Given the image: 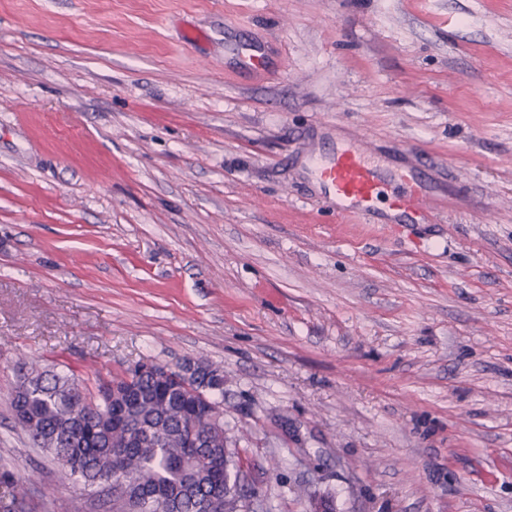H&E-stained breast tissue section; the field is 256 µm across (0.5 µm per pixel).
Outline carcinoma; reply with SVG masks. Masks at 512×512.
<instances>
[{"mask_svg": "<svg viewBox=\"0 0 512 512\" xmlns=\"http://www.w3.org/2000/svg\"><path fill=\"white\" fill-rule=\"evenodd\" d=\"M220 368L188 361L164 372L137 364L91 394L67 374L31 360L11 393L15 426L63 469L112 490V512H228L224 487L238 482L212 381ZM204 436L188 452V428Z\"/></svg>", "mask_w": 512, "mask_h": 512, "instance_id": "carcinoma-1", "label": "carcinoma"}]
</instances>
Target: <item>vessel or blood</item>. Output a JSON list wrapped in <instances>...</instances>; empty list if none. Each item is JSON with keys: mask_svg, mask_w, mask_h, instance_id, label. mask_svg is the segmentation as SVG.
<instances>
[{"mask_svg": "<svg viewBox=\"0 0 512 512\" xmlns=\"http://www.w3.org/2000/svg\"><path fill=\"white\" fill-rule=\"evenodd\" d=\"M315 176L341 216L370 214L381 198L400 214L416 217L426 208L421 187L411 172H400L396 184H385L364 153L350 147L337 148L330 160L320 162Z\"/></svg>", "mask_w": 512, "mask_h": 512, "instance_id": "1", "label": "vessel or blood"}]
</instances>
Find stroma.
<instances>
[{
    "label": "stroma",
    "mask_w": 512,
    "mask_h": 512,
    "mask_svg": "<svg viewBox=\"0 0 512 512\" xmlns=\"http://www.w3.org/2000/svg\"><path fill=\"white\" fill-rule=\"evenodd\" d=\"M355 138L426 223L330 211ZM25 359L220 367L256 512H512V0H0V512H112Z\"/></svg>",
    "instance_id": "1"
}]
</instances>
